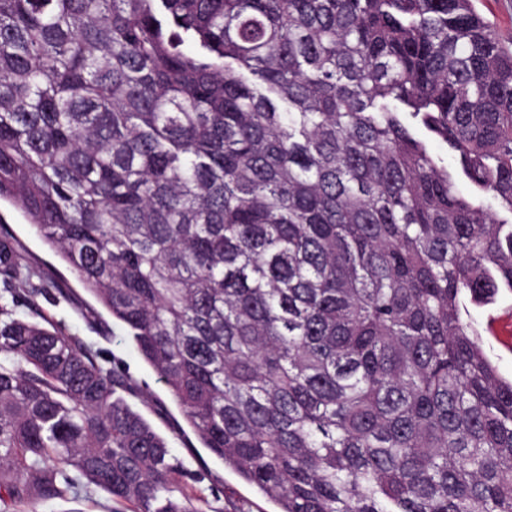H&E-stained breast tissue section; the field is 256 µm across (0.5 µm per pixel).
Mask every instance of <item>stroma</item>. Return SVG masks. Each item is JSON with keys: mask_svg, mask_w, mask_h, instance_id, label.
<instances>
[{"mask_svg": "<svg viewBox=\"0 0 512 512\" xmlns=\"http://www.w3.org/2000/svg\"><path fill=\"white\" fill-rule=\"evenodd\" d=\"M13 240L31 265L44 274L42 292L20 303L17 315L31 320L49 317L61 322L81 344L98 354L107 367L127 374L136 387L128 402L169 443L172 453L190 470L182 483L199 512H276L274 503L245 483L202 448L172 400L166 385L144 362L124 328L89 295L36 230L8 203H0V237ZM467 315L482 332L486 350L505 376H512V292L502 291L490 307L468 306ZM497 317V331L487 329ZM38 512H114L103 493L90 487L78 494L38 504Z\"/></svg>", "mask_w": 512, "mask_h": 512, "instance_id": "1", "label": "stroma"}]
</instances>
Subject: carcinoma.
Here are the masks:
<instances>
[{
  "label": "carcinoma",
  "mask_w": 512,
  "mask_h": 512,
  "mask_svg": "<svg viewBox=\"0 0 512 512\" xmlns=\"http://www.w3.org/2000/svg\"><path fill=\"white\" fill-rule=\"evenodd\" d=\"M442 143L476 195L428 149ZM278 512H512V49L472 0H0V200ZM0 238V512H200ZM466 305L468 318L481 331L489 356L503 375L512 376V292L502 290L497 302L491 307H475L467 300ZM491 314L500 319L496 333L486 329ZM38 512H113L115 505L103 493L83 487L76 495L36 505Z\"/></svg>",
  "instance_id": "carcinoma-1"
}]
</instances>
